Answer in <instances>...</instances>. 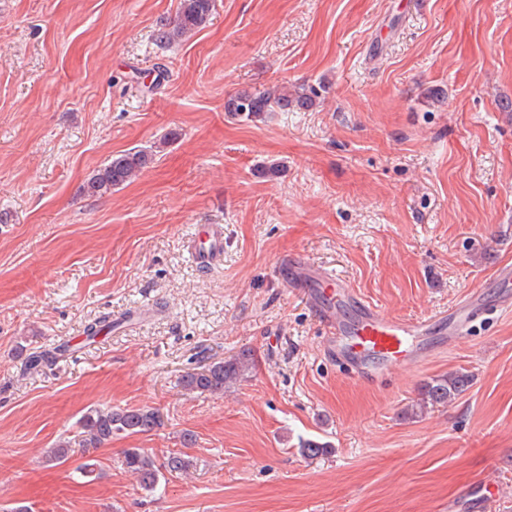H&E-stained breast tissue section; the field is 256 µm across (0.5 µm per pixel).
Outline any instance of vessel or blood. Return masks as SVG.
Returning a JSON list of instances; mask_svg holds the SVG:
<instances>
[{
	"mask_svg": "<svg viewBox=\"0 0 512 512\" xmlns=\"http://www.w3.org/2000/svg\"><path fill=\"white\" fill-rule=\"evenodd\" d=\"M192 261L202 268L219 264L224 257V227L220 224H202L187 240ZM278 273L294 288L306 289L319 317L328 329L326 347L329 353L349 362L355 379L371 380V372L364 365L378 359L386 369L407 368L425 360L417 343L433 323L448 327L449 342L466 336L474 322L488 308L512 309V266H503L497 273L498 294L493 302H485L481 293H472L467 299L449 306L436 319L401 320L387 316L377 307L358 300L343 279L331 272L309 275L303 263L296 258L280 262ZM352 306L356 313L352 320L337 317L344 306Z\"/></svg>",
	"mask_w": 512,
	"mask_h": 512,
	"instance_id": "b4317fda",
	"label": "vessel or blood"
}]
</instances>
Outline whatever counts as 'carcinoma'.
<instances>
[{"label": "carcinoma", "instance_id": "1", "mask_svg": "<svg viewBox=\"0 0 512 512\" xmlns=\"http://www.w3.org/2000/svg\"><path fill=\"white\" fill-rule=\"evenodd\" d=\"M216 0H180L174 27L160 33L166 44L175 43L202 29L209 21ZM325 87L313 85H283L254 91H238L224 102V112L232 119L255 120L268 112L309 110L316 106ZM153 153L146 149H130L113 156L88 180L91 193L107 192L119 188L137 177L152 161ZM112 332V319L103 317L85 327L89 340L103 332ZM254 366L253 356L241 352L228 360L210 362L182 376L180 385L188 392L222 394L224 389L247 376ZM471 386L470 375L454 372L432 378L420 390L416 404L407 413L416 417L428 407L446 406ZM161 425L160 416L151 408H94L79 421L82 450L96 448L112 439L114 434H147ZM301 454L309 459L329 453L328 445L307 439L299 445ZM122 465L138 480L140 487L152 492L166 476L184 475L196 465L194 458L183 451H170L162 460L142 448H128Z\"/></svg>", "mask_w": 512, "mask_h": 512}]
</instances>
